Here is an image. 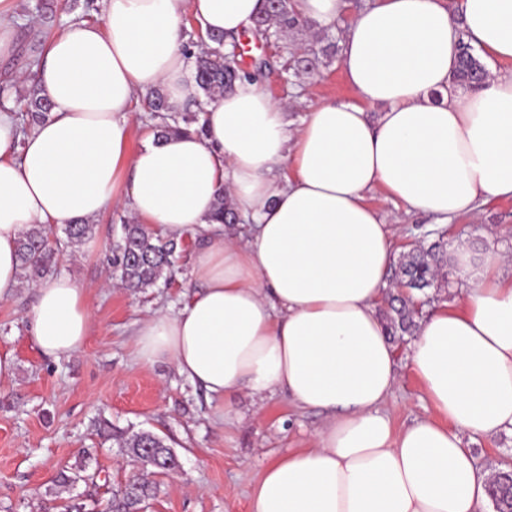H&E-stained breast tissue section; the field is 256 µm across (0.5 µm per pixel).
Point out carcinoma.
Returning <instances> with one entry per match:
<instances>
[{
  "instance_id": "carcinoma-1",
  "label": "carcinoma",
  "mask_w": 512,
  "mask_h": 512,
  "mask_svg": "<svg viewBox=\"0 0 512 512\" xmlns=\"http://www.w3.org/2000/svg\"><path fill=\"white\" fill-rule=\"evenodd\" d=\"M304 21L295 13L292 0H268L267 13L254 21L252 37L261 41L285 39L299 33L304 28ZM208 44L193 52L191 48L198 45L189 39L186 52L192 60L196 80L208 99H213L231 90L235 83L250 77L238 56L223 51L224 36L214 34ZM333 45L318 50L313 46L303 49L300 54H291L287 65L296 72L315 70L319 55L326 57L332 53ZM486 75L484 64L475 56V49L466 38L460 40V60L458 67L450 77V90L464 86L476 87ZM23 108L15 112L17 129L25 133L43 120L50 112L51 104L40 96V90L30 85L19 95ZM145 108L154 113L159 122L154 126L155 140H160L171 133L192 130L203 132L199 123L201 110L185 108L181 112L170 111L167 102L158 91L145 100ZM93 225L80 221L62 229V239L71 246L81 244L92 234ZM52 229L33 227L19 237L17 255L22 278L35 282L51 275L55 271L57 249L52 242L62 240L50 239ZM177 243L157 232L150 231L143 224L121 225V236L112 249V268L121 284L132 292H144L157 285L173 266ZM439 257L433 250L414 248L403 257L399 269L404 284L411 290L422 291L431 286L438 277ZM410 298H402L400 307L392 308L387 332L400 330L407 332L413 326L408 307ZM112 441L123 448L127 457L144 465H150L158 471H173L179 467L174 452L157 434L140 430L112 432ZM156 486L149 481L132 479L123 488L112 494L104 506L105 512H140L141 505L154 495ZM488 494L494 504L495 512H512V472L499 470L490 481Z\"/></svg>"
}]
</instances>
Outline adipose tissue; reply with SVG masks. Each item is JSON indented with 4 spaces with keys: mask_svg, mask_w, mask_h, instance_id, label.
<instances>
[{
    "mask_svg": "<svg viewBox=\"0 0 512 512\" xmlns=\"http://www.w3.org/2000/svg\"><path fill=\"white\" fill-rule=\"evenodd\" d=\"M100 22L48 39L31 76L52 109L28 135L0 109V299L20 285L17 241L128 208L170 239L200 242L197 288L145 320L144 365H173L213 398L283 393L325 416L313 446L267 464L252 512H486L490 470L467 440L512 433V277L498 247L450 250L455 305L420 323L408 365L434 417L395 429L385 405L400 370L378 301L393 225L366 201L385 192L438 224L512 198V0H294L314 28L348 18L340 62L354 102L325 101L290 128L260 80L211 101L203 134L130 151L133 104L162 89L173 110L201 96L185 15L240 36L266 0H99ZM488 75L449 89L460 35ZM379 107L370 118L368 107ZM290 166L289 176L273 171ZM225 196L247 239L215 219ZM28 333L44 355L82 350L85 290L65 275L33 286Z\"/></svg>",
    "mask_w": 512,
    "mask_h": 512,
    "instance_id": "1",
    "label": "adipose tissue"
}]
</instances>
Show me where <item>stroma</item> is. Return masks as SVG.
Here are the masks:
<instances>
[{"mask_svg": "<svg viewBox=\"0 0 512 512\" xmlns=\"http://www.w3.org/2000/svg\"><path fill=\"white\" fill-rule=\"evenodd\" d=\"M37 2L16 0L10 18L16 46L0 57V86L18 85L42 46L45 25ZM259 59L267 62L260 70L254 66ZM242 66L259 71L274 99L292 103L295 121L323 101L357 98L336 59L320 64L317 74L288 79L280 71L277 48L270 46L244 56ZM367 201L395 226L396 255L431 244L428 217L405 213L380 191L369 193ZM127 219L123 208L109 210L95 221L91 239L58 258V273L85 288L92 312L90 339L82 351L60 359L38 351L25 330L32 289H17L0 300V352L11 353L15 361L13 377L0 380V512H43L58 496L103 502L136 475L122 449L99 435L97 425L103 420L122 429L153 431L179 458V471L155 475L159 492L147 512H251L252 491L265 465L311 447L324 421L320 411L297 407L281 393L262 401L245 393L217 401L169 365L136 361L133 339L140 323L194 290L190 269L198 241L185 237L167 279L133 295L113 278L108 263L119 226ZM464 235L489 240L512 254V199L491 200L476 214L455 218L444 241L450 246ZM414 340L411 334L392 340L402 371L388 408L399 428L433 414L407 367ZM81 467L87 480L67 490L56 486L60 470Z\"/></svg>", "mask_w": 512, "mask_h": 512, "instance_id": "1", "label": "stroma"}]
</instances>
